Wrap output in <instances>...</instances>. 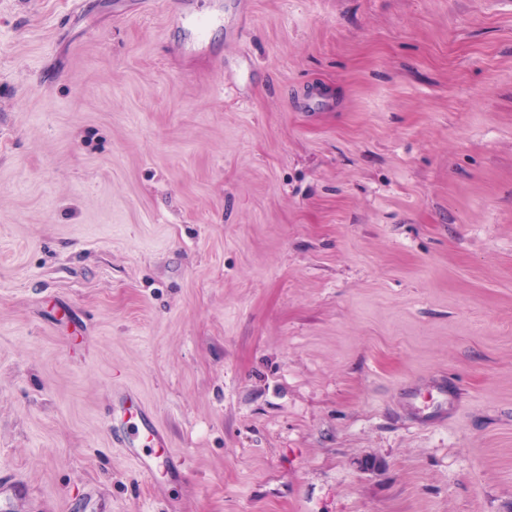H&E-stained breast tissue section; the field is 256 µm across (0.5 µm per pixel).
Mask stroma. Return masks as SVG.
I'll return each instance as SVG.
<instances>
[{
    "instance_id": "1",
    "label": "stroma",
    "mask_w": 512,
    "mask_h": 512,
    "mask_svg": "<svg viewBox=\"0 0 512 512\" xmlns=\"http://www.w3.org/2000/svg\"><path fill=\"white\" fill-rule=\"evenodd\" d=\"M216 2L0 0L11 512H512V10ZM134 406L135 411H131ZM132 414L135 420L133 423L128 417ZM110 430L113 443L135 463L138 473L152 477L158 462L154 460L156 457L143 453V441L150 448H167V440L164 433L151 421L145 408L130 393L117 392L112 396Z\"/></svg>"
}]
</instances>
